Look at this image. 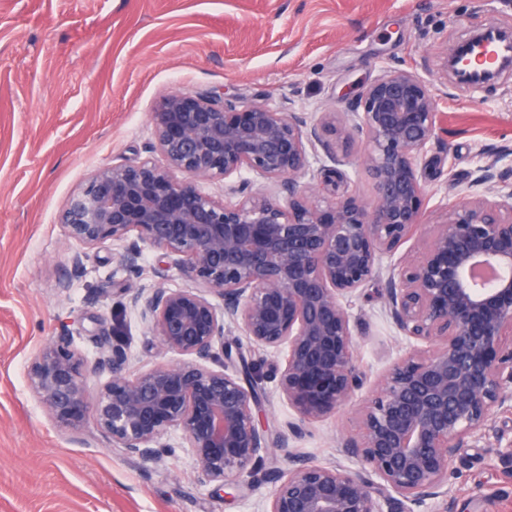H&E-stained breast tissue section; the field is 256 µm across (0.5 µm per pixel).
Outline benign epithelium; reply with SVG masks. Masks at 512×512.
Instances as JSON below:
<instances>
[{
	"label": "benign epithelium",
	"instance_id": "1",
	"mask_svg": "<svg viewBox=\"0 0 512 512\" xmlns=\"http://www.w3.org/2000/svg\"><path fill=\"white\" fill-rule=\"evenodd\" d=\"M511 41L477 34L445 53L443 67L489 80L509 62L482 67L480 51ZM348 107L347 122L336 112L313 122L267 103L171 93L152 115L151 150L163 163L114 164L88 179L59 217L79 246L71 266L82 270L87 250L106 241L122 246L130 277L118 293L153 337L156 361L132 373L131 355L108 338L92 360L69 335L47 342L27 383L56 425L77 432L90 418L112 447L150 465L173 453L165 436L178 431L200 483L240 487L270 446L257 422L259 377L248 365L228 371L224 334L236 328L283 354L273 379L299 422L335 414L363 386L349 299L413 239L383 292L411 348L341 442L358 467L300 460L275 474L266 512H421L429 501L456 512L448 470L471 442H501L492 417L512 415V182L483 168L477 190L429 224L419 159L438 139L431 83L390 68ZM357 136L367 144L368 203L336 193L344 174L330 141ZM319 146L329 164L311 188L298 176ZM216 181L219 197L203 189ZM144 245L161 252L150 288L135 280ZM171 265L189 287L166 286Z\"/></svg>",
	"mask_w": 512,
	"mask_h": 512
}]
</instances>
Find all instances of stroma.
I'll return each mask as SVG.
<instances>
[{
	"label": "stroma",
	"mask_w": 512,
	"mask_h": 512,
	"mask_svg": "<svg viewBox=\"0 0 512 512\" xmlns=\"http://www.w3.org/2000/svg\"><path fill=\"white\" fill-rule=\"evenodd\" d=\"M489 26L512 28V0H0V512H264L269 480L243 477L233 495L201 485L179 434L167 438L175 454L147 466L93 423L76 434L56 426L33 397L28 363L65 333L90 357L103 336L128 344L134 371L152 359L145 327L115 291L126 276L118 246L90 250L73 272L76 245L58 215L98 168L148 158L152 114L171 92L341 112L344 97L402 64L439 99V139L421 160L425 218L439 221L468 198L479 167L512 176V71L466 86L441 70L446 48ZM336 153L344 190L370 201L363 141ZM385 286L348 306L362 390L298 437L269 375L278 356L225 334L263 376L267 435L288 439L266 471L295 457L355 467L341 442L410 348L387 314ZM448 484L457 512H512V460L484 443L462 449Z\"/></svg>",
	"instance_id": "1"
}]
</instances>
